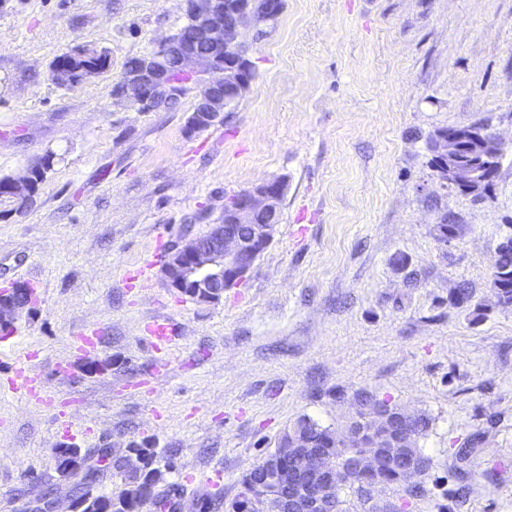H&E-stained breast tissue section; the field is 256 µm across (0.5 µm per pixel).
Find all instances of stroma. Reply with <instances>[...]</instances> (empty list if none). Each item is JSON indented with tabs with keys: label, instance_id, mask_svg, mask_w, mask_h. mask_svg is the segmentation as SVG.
I'll return each instance as SVG.
<instances>
[{
	"label": "stroma",
	"instance_id": "obj_1",
	"mask_svg": "<svg viewBox=\"0 0 512 512\" xmlns=\"http://www.w3.org/2000/svg\"><path fill=\"white\" fill-rule=\"evenodd\" d=\"M283 3L247 93L191 135L192 97L141 112L112 95L184 0H0V178L56 155L32 203L0 201V291L35 297L0 333V512L57 486L67 446L154 449L181 512L232 500L299 417L343 429L361 388L433 419L427 492L404 512H512V306L491 289L512 233V0ZM79 50L108 67L55 85ZM469 124L503 148L478 197L428 166L429 134ZM276 178L280 223L245 278L212 303L168 288L156 239L205 234L225 198ZM152 320L174 328L162 369ZM25 364L52 408L13 389Z\"/></svg>",
	"mask_w": 512,
	"mask_h": 512
}]
</instances>
